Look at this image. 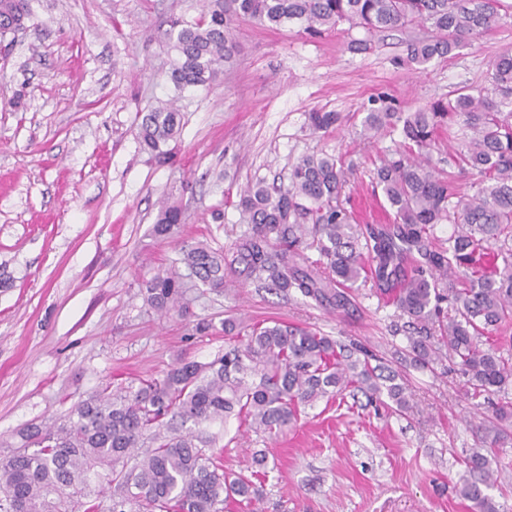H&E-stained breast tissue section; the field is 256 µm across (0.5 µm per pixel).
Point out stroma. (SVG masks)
<instances>
[{
  "instance_id": "obj_1",
  "label": "stroma",
  "mask_w": 512,
  "mask_h": 512,
  "mask_svg": "<svg viewBox=\"0 0 512 512\" xmlns=\"http://www.w3.org/2000/svg\"><path fill=\"white\" fill-rule=\"evenodd\" d=\"M24 30L0 50V458L31 425L54 427L102 384L163 376L178 356L208 362L230 348L223 334L198 336L190 320L221 323L226 312L280 320L359 345L397 371L411 408L398 414L344 392L306 408L296 426L270 437L237 420L207 427L225 471L250 474L266 460L254 512H467L458 493L464 460L481 447L453 357L411 364L407 319L365 285L357 313L316 307L301 295L256 285L187 295L189 317L160 316L140 285L171 268L181 242L228 248L245 229L237 207L247 184H287L304 156L341 160L344 206L357 223L383 219L374 189L381 150L361 122L371 98L402 110L447 98L466 85L486 91L495 56L512 49V15L453 55L406 65L404 34L369 52L358 29L318 37L299 26L237 24L240 53L219 85L177 91L159 35L169 16L198 18L201 0H28ZM175 101L181 132L169 163L140 144L138 116ZM335 112L313 132L311 111ZM181 201L178 238L152 232L164 198ZM489 490L512 512V438L491 448Z\"/></svg>"
}]
</instances>
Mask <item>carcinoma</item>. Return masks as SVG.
<instances>
[{
  "label": "carcinoma",
  "mask_w": 512,
  "mask_h": 512,
  "mask_svg": "<svg viewBox=\"0 0 512 512\" xmlns=\"http://www.w3.org/2000/svg\"><path fill=\"white\" fill-rule=\"evenodd\" d=\"M507 0H203L195 22L170 21L162 40L173 53L170 80L180 90L211 87L238 53L236 22L278 28L297 24L311 35L338 26L360 28L355 48L369 51L382 34L416 27L406 62L443 59L488 30ZM30 17L27 0H0V36ZM491 94L467 87L400 112L385 97L372 101L363 121L369 138L400 129L403 148L384 150L376 167L388 214L386 224H354L340 200L342 166L328 156H305L288 186L257 182L240 196L247 229L224 251L184 242L179 266L142 283L144 302L160 313L183 308L187 284L221 291L249 282L284 295L300 294L338 313L357 310L351 289L371 282L409 319L414 363L429 365L447 351L458 359L471 396L507 393L512 357L480 338L512 322V51L493 60ZM473 136L454 163L474 171V192L461 194L455 178L434 172L432 152L448 116ZM336 112H311L314 132L336 126ZM180 135V113L162 102L141 114L139 138L159 163ZM184 207L162 205L155 235L175 238ZM455 225L448 246L434 243L438 224ZM314 250L319 259L309 260ZM235 345L207 363L178 359L162 377L138 386L108 383L74 405L52 430L30 427L21 450L0 461V512H223L233 501L259 499L257 484L224 471L206 453L194 427L232 415L257 432L277 435L302 411L349 388L368 401L387 397L410 408L399 374L319 336L282 321L252 323L231 316L221 323ZM459 492L470 512H498L487 489L491 459L475 449L464 461ZM106 480L110 504L91 495Z\"/></svg>",
  "instance_id": "obj_1"
}]
</instances>
